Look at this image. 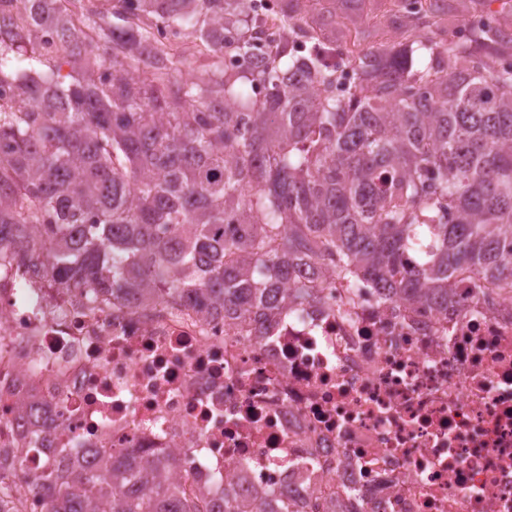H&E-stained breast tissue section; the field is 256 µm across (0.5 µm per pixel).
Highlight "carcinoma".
<instances>
[{"instance_id":"cac0c4a2","label":"carcinoma","mask_w":512,"mask_h":512,"mask_svg":"<svg viewBox=\"0 0 512 512\" xmlns=\"http://www.w3.org/2000/svg\"><path fill=\"white\" fill-rule=\"evenodd\" d=\"M108 2L102 50L58 0H0V254L60 288L187 296L242 320L303 300L312 264L441 311L462 272L512 292V32L473 25L415 69L411 22L432 4L399 0L402 40L352 55L345 97L300 0H280L288 40L258 71L224 63L263 40L245 0ZM185 35L215 58L192 77ZM52 54L71 71L23 66ZM14 224L43 238L24 245ZM172 467L122 450L33 481L45 512H264L214 511Z\"/></svg>"}]
</instances>
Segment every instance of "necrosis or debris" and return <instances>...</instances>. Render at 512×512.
Listing matches in <instances>:
<instances>
[{
  "label": "necrosis or debris",
  "instance_id": "1",
  "mask_svg": "<svg viewBox=\"0 0 512 512\" xmlns=\"http://www.w3.org/2000/svg\"><path fill=\"white\" fill-rule=\"evenodd\" d=\"M254 322L50 287L0 256V484L131 448L187 493L292 512H512V293L457 276L447 311L306 272Z\"/></svg>",
  "mask_w": 512,
  "mask_h": 512
}]
</instances>
